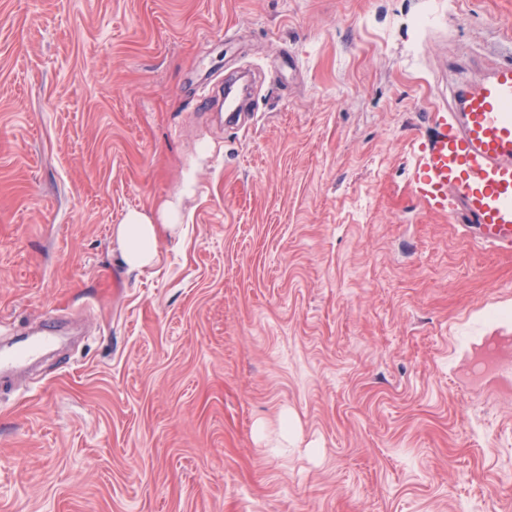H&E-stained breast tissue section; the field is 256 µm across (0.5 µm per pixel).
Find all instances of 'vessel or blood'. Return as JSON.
<instances>
[{"label": "vessel or blood", "mask_w": 512, "mask_h": 512, "mask_svg": "<svg viewBox=\"0 0 512 512\" xmlns=\"http://www.w3.org/2000/svg\"><path fill=\"white\" fill-rule=\"evenodd\" d=\"M419 146L414 188L431 209L465 218L482 245L512 249V62L450 94Z\"/></svg>", "instance_id": "obj_1"}]
</instances>
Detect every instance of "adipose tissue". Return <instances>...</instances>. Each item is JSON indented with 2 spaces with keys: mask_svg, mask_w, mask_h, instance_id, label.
I'll return each instance as SVG.
<instances>
[{
  "mask_svg": "<svg viewBox=\"0 0 512 512\" xmlns=\"http://www.w3.org/2000/svg\"><path fill=\"white\" fill-rule=\"evenodd\" d=\"M170 226L154 223L143 211L131 210L116 225L113 237L118 246L122 264L128 270H141L154 265L158 255V242Z\"/></svg>",
  "mask_w": 512,
  "mask_h": 512,
  "instance_id": "obj_1",
  "label": "adipose tissue"
}]
</instances>
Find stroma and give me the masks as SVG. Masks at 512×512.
<instances>
[{"mask_svg": "<svg viewBox=\"0 0 512 512\" xmlns=\"http://www.w3.org/2000/svg\"><path fill=\"white\" fill-rule=\"evenodd\" d=\"M507 58L512 0H0V339L79 327L0 382V512H512V251L413 184ZM175 208L173 202L164 203L160 210L162 224L143 211L129 210L121 224H117L113 238L118 246L122 264L128 270H142L154 265L158 255V242L166 231H172L177 224H167L168 214Z\"/></svg>", "mask_w": 512, "mask_h": 512, "instance_id": "obj_1", "label": "stroma"}]
</instances>
